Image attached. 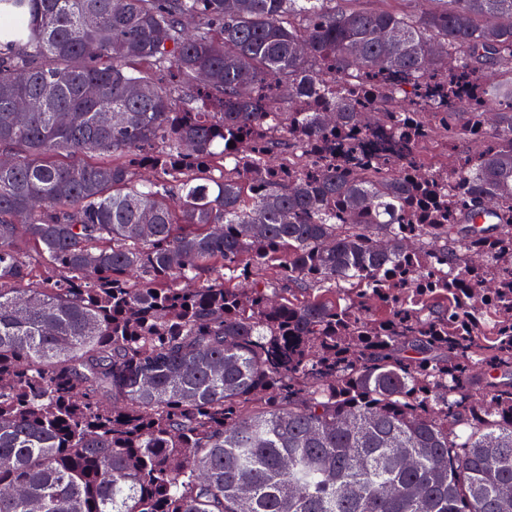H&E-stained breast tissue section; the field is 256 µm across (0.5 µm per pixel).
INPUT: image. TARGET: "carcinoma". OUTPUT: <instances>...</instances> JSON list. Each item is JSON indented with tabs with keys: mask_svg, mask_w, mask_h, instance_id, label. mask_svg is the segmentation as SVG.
<instances>
[{
	"mask_svg": "<svg viewBox=\"0 0 512 512\" xmlns=\"http://www.w3.org/2000/svg\"><path fill=\"white\" fill-rule=\"evenodd\" d=\"M383 2L0 0V512H512V0Z\"/></svg>",
	"mask_w": 512,
	"mask_h": 512,
	"instance_id": "obj_1",
	"label": "carcinoma"
}]
</instances>
